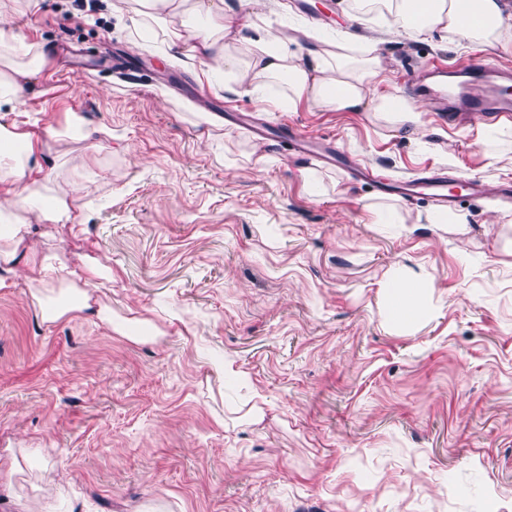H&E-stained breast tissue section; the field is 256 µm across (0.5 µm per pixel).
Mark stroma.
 <instances>
[{"label":"stroma","mask_w":512,"mask_h":512,"mask_svg":"<svg viewBox=\"0 0 512 512\" xmlns=\"http://www.w3.org/2000/svg\"><path fill=\"white\" fill-rule=\"evenodd\" d=\"M128 23L71 0H31L14 23L48 51L16 121L76 113L112 131L92 167L72 146L77 236L53 250L110 265L106 297L141 326L132 340L84 314L46 324L23 277L0 288V462L18 463L0 471V512H512V204L497 199L512 122L451 126L430 108L416 137L371 112H270L132 46ZM261 24L346 22L339 0H268ZM365 33L383 94L417 98L432 61L512 67L511 48ZM228 108L386 180L439 170L483 195L460 192V233L425 223L421 194L374 223V182L251 137ZM395 280L420 289L418 320L393 318Z\"/></svg>","instance_id":"35a3bbf8"}]
</instances>
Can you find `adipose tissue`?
I'll return each instance as SVG.
<instances>
[{
	"label": "adipose tissue",
	"mask_w": 512,
	"mask_h": 512,
	"mask_svg": "<svg viewBox=\"0 0 512 512\" xmlns=\"http://www.w3.org/2000/svg\"><path fill=\"white\" fill-rule=\"evenodd\" d=\"M238 11L224 0H117L132 27L129 41L172 52L174 61L201 68L207 82L223 83L266 99L271 109L308 101L329 112H376L396 128L420 134L421 106L403 96L377 93L380 73L376 47H364V20L383 18L401 36L446 33L452 45L476 44L494 52L512 48V0H342L348 21L343 37L317 36L307 51L293 48V34L270 35L259 28L260 0H245ZM22 0H0V104L18 103L22 82L41 58L37 43L19 38L12 23ZM204 24H197V16ZM280 94L266 97L270 87ZM32 133L0 114V288L23 275L29 301L43 322L54 324L73 313L87 314L108 329L134 335L131 324L94 295L96 283L112 278L111 269L82 256L79 264L44 255L30 228L46 225L50 238L72 234L80 183L63 178L58 159L41 161Z\"/></svg>",
	"instance_id": "obj_1"
}]
</instances>
